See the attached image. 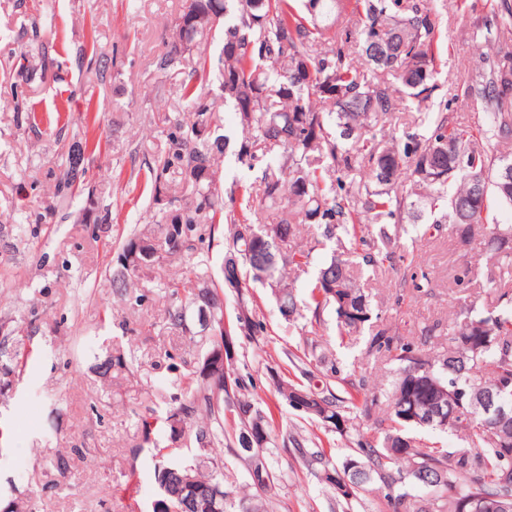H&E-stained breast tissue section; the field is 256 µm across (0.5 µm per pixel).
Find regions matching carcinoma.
<instances>
[{
    "label": "carcinoma",
    "instance_id": "carcinoma-1",
    "mask_svg": "<svg viewBox=\"0 0 512 512\" xmlns=\"http://www.w3.org/2000/svg\"><path fill=\"white\" fill-rule=\"evenodd\" d=\"M186 0L178 23L170 35L169 49L158 60V68L181 66L188 78L180 93L190 104L189 121L175 119L169 133L167 158L147 167L144 187L157 204L166 206V222L158 242L135 235L122 247L126 254L138 245L150 255L158 247L170 254L192 249L198 224L217 220L230 225L221 276L189 274L171 284V304L165 320L169 328L205 337L212 350L224 336H250L259 325L245 315L236 324L224 321V288L246 284L255 261L266 257L271 263L270 283L279 310H288V320L297 322L312 313L318 322L325 311L336 315L339 330L353 331L370 320V307L362 289L349 273L352 255L367 267H380L391 259L375 243L391 239L388 224L411 215L410 195L404 191L413 183L430 189L433 199H446L441 216L429 229L450 224L457 237L466 242L476 235L487 239L492 261L488 270V292L503 300L512 288V224H496L489 218V201L495 199L512 207V197L498 186L501 169L512 166L504 156L494 161L480 150L471 134L456 127L446 112L428 116L430 133L420 136L405 131L384 146H370L369 128L397 110L399 90L423 103L435 90L434 47L437 42L436 11L431 0H362L360 11L348 12L349 0ZM221 12L215 20L212 15ZM224 28V45L218 59L220 87L224 102L237 112L243 128L252 136L237 150L238 161L253 166L259 150L276 151V161L263 172L262 199L278 205L287 202L289 213L301 217L297 223L279 218L275 224H255L259 237H248L245 213L256 211L257 196L245 187L227 206L219 201L213 162L228 144L218 133V117L209 103L205 87L211 68L200 45L217 27ZM474 32L496 48L486 57L487 72L474 94L478 110L477 128L483 138L497 147L512 148V0L481 18ZM367 163L369 185L356 198L344 181L353 169L352 161ZM63 167L56 185L57 197L68 202L87 172L85 151L72 144L60 153ZM339 176L328 183L322 176L324 161ZM177 167L191 188L194 200L178 208L171 198L167 171ZM453 193H448V186ZM370 223H362V217ZM315 224L320 236L334 243L328 264L319 269L308 298L298 297L287 282L286 265H300L309 256L302 250L281 251L294 240L299 224ZM154 259L130 265L112 278L114 291L126 289V272L149 270ZM213 305L218 314L212 325L197 327L199 307ZM368 351L383 355L395 366L396 378L386 392L384 416L374 419V434L361 432L362 418L370 417L377 400L361 398L365 380H346L343 394L332 388L336 368L331 359L310 344L304 350L300 373L310 385L295 389L314 395L329 408L324 431L341 437L357 436L350 458L359 469L347 475L351 489L338 479L345 463H336L332 449L323 447L318 436L313 448H296L303 464L327 492L330 512H347L366 492L381 496L387 512H459L462 499H471L476 512H499L497 505L512 499V462L505 459L503 445L512 447V421H498L478 408L482 400L512 405V393L502 387L512 382V304L484 314L476 304L462 307L448 325L447 343L425 352L403 336L386 331L376 333ZM198 358L180 380L171 396L166 420L171 434L181 444L197 451L190 462L174 459L154 470L161 488L164 512H194L188 495L175 489L179 476L188 474L200 492L224 485V454L246 470L251 485L271 488L275 466L267 448L276 445L277 435L271 412L255 406L247 394L248 384L238 374L231 378V391L200 374ZM104 378L112 372L129 370L125 356L109 355L96 366ZM420 369L431 381V392L410 398L411 372ZM461 397V407L448 412V431H463L464 446L448 450H424L416 432L442 426L439 419L422 425L408 421L411 407L427 416L448 404V396ZM183 414L175 427L173 411ZM234 415L235 443L242 445L255 417L264 421L267 440L262 461L248 454L224 448L226 412ZM423 490L413 494V490ZM273 512L272 500L262 497L233 502L224 492L220 512Z\"/></svg>",
    "mask_w": 512,
    "mask_h": 512
}]
</instances>
